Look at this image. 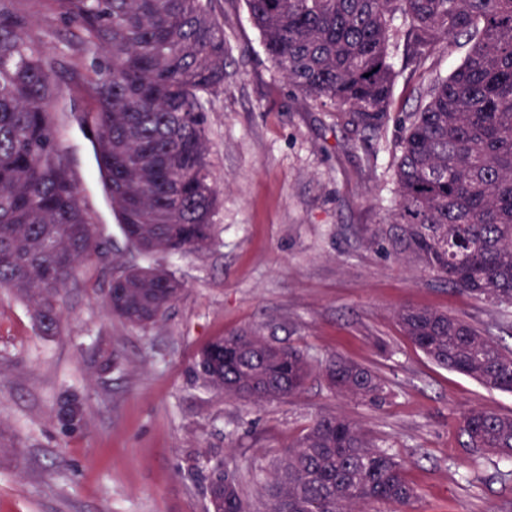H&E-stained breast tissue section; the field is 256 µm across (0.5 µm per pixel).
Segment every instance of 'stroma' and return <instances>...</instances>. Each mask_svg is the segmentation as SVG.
Instances as JSON below:
<instances>
[{
    "instance_id": "1",
    "label": "stroma",
    "mask_w": 512,
    "mask_h": 512,
    "mask_svg": "<svg viewBox=\"0 0 512 512\" xmlns=\"http://www.w3.org/2000/svg\"><path fill=\"white\" fill-rule=\"evenodd\" d=\"M224 27V84L209 95V163L219 208L211 245L144 259L131 249L90 174L94 153L74 114L90 110L71 79L83 52L53 55L60 141L103 243L59 303L58 334L42 335L32 307L0 290V512H205L189 468L217 453L235 471L251 512L289 444L322 414L359 422L395 455L417 498L412 512H512V462L464 447L472 408L512 415V394L430 361L393 316L403 306L456 315L512 348L496 309L395 257L378 229L394 206L397 130L374 155L353 145L328 113L289 87L265 54L244 0H213ZM163 267L184 290L148 330L112 318L106 296L125 267ZM254 327L299 347L312 365L340 355L377 373V407L330 390L315 370L293 398L245 406L191 376L197 353ZM118 353L100 374L93 346ZM83 403L80 430L63 432L61 395Z\"/></svg>"
}]
</instances>
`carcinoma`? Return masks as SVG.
<instances>
[{
    "instance_id": "1",
    "label": "carcinoma",
    "mask_w": 512,
    "mask_h": 512,
    "mask_svg": "<svg viewBox=\"0 0 512 512\" xmlns=\"http://www.w3.org/2000/svg\"><path fill=\"white\" fill-rule=\"evenodd\" d=\"M267 56L289 86L368 143L392 120L403 47L419 109L396 120V200L386 237L449 286L512 307V0H245ZM73 28L63 48L90 58L72 79L95 111L98 173L122 231L143 257L207 248L218 195L210 183L206 95L224 84V27L210 0H0V288L33 305L39 330L59 332V299L101 248L56 129L50 43L32 35V7ZM465 56L446 78L420 70L442 41ZM183 286L168 270L130 266L112 278L109 312L147 330ZM402 331L434 363L512 393V350L446 312L401 308ZM312 371L299 349L258 329L226 334L193 365L224 398L261 405L298 393ZM320 373L338 395L375 403L385 386L340 356ZM464 446L512 459V415L473 408ZM208 501L250 512L233 471L191 467ZM270 512H408L416 497L396 457L357 422L321 415L293 442L267 488Z\"/></svg>"
}]
</instances>
